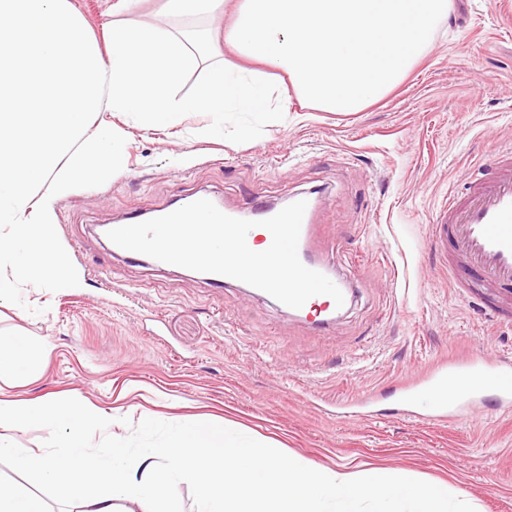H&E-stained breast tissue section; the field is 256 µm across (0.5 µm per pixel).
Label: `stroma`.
Returning <instances> with one entry per match:
<instances>
[{
	"mask_svg": "<svg viewBox=\"0 0 512 512\" xmlns=\"http://www.w3.org/2000/svg\"><path fill=\"white\" fill-rule=\"evenodd\" d=\"M253 141L178 132L115 117L123 168L108 184L55 203V228L83 286H24L0 305V333L41 338V371L0 378V395H66L125 414L182 423L206 417L319 469L408 474L476 512H512V414L469 424L396 414L400 380L435 359L512 354V320L457 294L427 245L448 195L512 148V0H450L407 77L358 112L292 99ZM209 192L250 213L314 192V249L354 290L332 327L314 329L239 284L115 252L103 224ZM384 413L336 418L365 391Z\"/></svg>",
	"mask_w": 512,
	"mask_h": 512,
	"instance_id": "1",
	"label": "stroma"
}]
</instances>
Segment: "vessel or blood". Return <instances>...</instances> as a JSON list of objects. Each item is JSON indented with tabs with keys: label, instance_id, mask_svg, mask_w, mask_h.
Segmentation results:
<instances>
[{
	"label": "vessel or blood",
	"instance_id": "1",
	"mask_svg": "<svg viewBox=\"0 0 512 512\" xmlns=\"http://www.w3.org/2000/svg\"><path fill=\"white\" fill-rule=\"evenodd\" d=\"M489 171L476 177L463 196L446 200L430 226L428 242L439 256H451L448 280L460 293L493 301L507 311L512 296V151L499 153ZM313 209H306L298 255L308 268L324 271L311 246ZM332 298L317 295L302 307L316 325H326L334 312ZM402 411L426 423L470 421L486 408L512 410V357L478 354L463 361H441L398 387ZM378 398L366 393L353 404L340 405L343 418L370 419Z\"/></svg>",
	"mask_w": 512,
	"mask_h": 512
}]
</instances>
